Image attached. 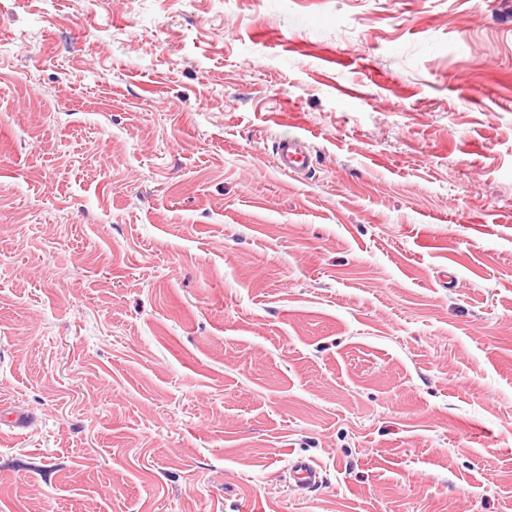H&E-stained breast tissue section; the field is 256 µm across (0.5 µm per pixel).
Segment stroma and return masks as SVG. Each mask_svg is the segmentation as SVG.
<instances>
[{
    "label": "stroma",
    "mask_w": 512,
    "mask_h": 512,
    "mask_svg": "<svg viewBox=\"0 0 512 512\" xmlns=\"http://www.w3.org/2000/svg\"><path fill=\"white\" fill-rule=\"evenodd\" d=\"M508 6L0 0V512H512ZM275 162L281 170L294 176L311 171L313 154L309 140L303 135H290L275 142ZM288 473L292 483L301 488L315 489L323 482L321 470L302 457H293L290 460Z\"/></svg>",
    "instance_id": "stroma-1"
}]
</instances>
